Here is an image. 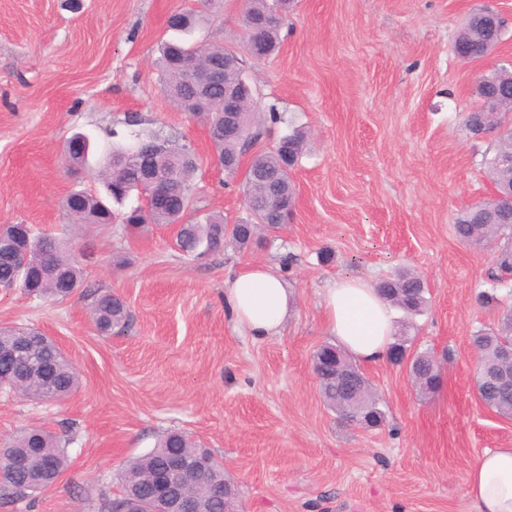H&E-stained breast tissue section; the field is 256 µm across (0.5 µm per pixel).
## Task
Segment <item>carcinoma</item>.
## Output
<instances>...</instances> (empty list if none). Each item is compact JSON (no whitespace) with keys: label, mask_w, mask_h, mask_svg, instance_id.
Wrapping results in <instances>:
<instances>
[{"label":"carcinoma","mask_w":512,"mask_h":512,"mask_svg":"<svg viewBox=\"0 0 512 512\" xmlns=\"http://www.w3.org/2000/svg\"><path fill=\"white\" fill-rule=\"evenodd\" d=\"M281 3L277 0H244L243 23L245 40L258 32L259 24L277 34L282 26ZM203 21L198 10L175 14L169 20V28L179 36L161 43L159 52V82L161 90L183 112L205 114L210 136L219 164L224 160H241L255 140L253 127L255 113H245V133L238 136L224 135V113L220 112L224 100V86L209 92L202 98L196 91L192 75L197 67L210 62L220 68L222 79L236 82L241 73L235 55L222 45L192 42L196 27ZM485 18L478 12L469 16L460 29L456 46L464 52L466 63L480 62L491 53V47L477 36ZM479 80L489 84L492 90L505 92L512 87V68L499 66L479 75ZM288 140L291 152L285 156L280 142ZM307 134L294 128L280 137L272 149L256 155L245 171L242 183L247 207L252 212L250 224H228L219 213H209L201 220H188L186 215L195 194V179L199 170L195 153L188 147L151 134L137 137L131 144L116 143L102 159L97 171L103 193L76 191L65 201L67 209L81 224H112L119 222L130 232L143 231L149 225H175V248L190 256H203L226 247L244 249L257 242L261 228L278 230L277 212L292 197L291 169L302 156ZM144 145H158L167 154L158 157L161 164L173 175L176 196L170 208L146 212L136 206L122 214L116 213L109 203L122 205L139 193L143 171L135 149ZM512 146V132L499 135L498 148L486 160V172L490 181L498 186L512 183V171L498 165L499 154ZM264 173L269 180L280 181L283 197L270 200L265 210L259 209L267 200V183L257 179ZM453 232L461 241L474 246L491 244L497 253L494 279L512 268V200L491 199L475 203L459 212L454 218ZM0 282L20 289L25 294L41 295L48 299L63 300L76 294L83 283L82 269L54 237L39 236L24 224L0 226ZM382 298L401 310L406 317L424 312L429 302L427 284L414 272L402 270L376 285ZM481 304L495 305L498 317L492 327L482 329L472 336L477 354L475 387L479 399L504 416H512V381L499 377V352L512 345V303L503 304L496 296L482 293ZM91 313L96 327L108 334L126 318V305L122 298L110 291H99L91 302ZM412 325L400 324L396 342L391 346L388 359L398 363L404 359L405 343L412 340ZM34 345V358L27 364L16 366L0 361V388L19 386L28 398L40 401H62L79 384L76 368L66 358L59 345L36 328L25 330L0 328V347L13 344ZM341 358L343 365L353 372L352 384L362 391L363 403L357 407L348 405V388L336 376L334 364ZM416 385L423 392L435 390L441 382V363L429 352L415 354L411 361ZM313 369L323 402L337 414L343 423L357 428H377L383 425L385 414L379 408L371 385L357 369V364L337 345L324 344L313 355ZM202 444L178 431L166 433L149 452L129 461L118 473L124 499L135 497L143 512H153L157 507L152 490L144 485V479L164 468L168 457L177 448L185 450L189 458L187 471L176 477L189 494L203 504L204 512H224V465L209 449L202 458L196 452ZM25 460L24 468L12 466L11 457ZM68 467V458L59 439L51 432L37 428H23L4 445L0 455V500L13 501L29 497L55 484ZM45 475L43 482L30 486L34 473Z\"/></svg>","instance_id":"1"}]
</instances>
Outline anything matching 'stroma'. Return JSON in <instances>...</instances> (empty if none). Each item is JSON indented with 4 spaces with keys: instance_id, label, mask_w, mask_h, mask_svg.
I'll use <instances>...</instances> for the list:
<instances>
[{
    "instance_id": "1",
    "label": "stroma",
    "mask_w": 512,
    "mask_h": 512,
    "mask_svg": "<svg viewBox=\"0 0 512 512\" xmlns=\"http://www.w3.org/2000/svg\"><path fill=\"white\" fill-rule=\"evenodd\" d=\"M192 0H0V225L29 224L57 237L83 270L64 300L0 290V326L51 336L79 373L60 402L0 388V438L43 427L60 435L69 466L36 500L0 512H98L120 491L118 470L167 431L190 434L222 459L244 512H470L468 471L485 450L512 447V419L477 397L472 334L493 325L482 291L494 284V250L457 240L456 213L491 198L484 160L497 142L473 136L479 74L512 63V0H296L280 43L265 58L244 48L242 0H212L198 39L236 50L260 114L253 152L269 150L286 122L310 146L292 173L286 225L261 244L194 259L174 247L175 227L128 233L77 224L64 206L97 189L69 170L67 139L110 130L138 114L141 131L187 144L199 159L195 206L246 222L242 175L215 165L209 125L181 111L158 82L167 20ZM505 21L494 55L468 64L453 53L468 16ZM281 119L272 122L270 110ZM254 261L277 265L295 294L282 336L238 333L224 312V283ZM400 269L426 280L409 353L443 364L429 396L405 366L363 365L385 423L357 429L320 396L312 356L330 336L319 293L328 280L370 282ZM127 305L112 333L97 330L91 292Z\"/></svg>"
}]
</instances>
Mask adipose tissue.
I'll list each match as a JSON object with an SVG mask.
<instances>
[{
    "mask_svg": "<svg viewBox=\"0 0 512 512\" xmlns=\"http://www.w3.org/2000/svg\"><path fill=\"white\" fill-rule=\"evenodd\" d=\"M293 293L279 270L250 264L224 290V308L235 329L256 339L282 335ZM323 315L332 336L356 362L386 357L395 312L366 278L331 282L323 290ZM466 496L472 512H512V448L484 452L471 467Z\"/></svg>",
    "mask_w": 512,
    "mask_h": 512,
    "instance_id": "1",
    "label": "adipose tissue"
}]
</instances>
